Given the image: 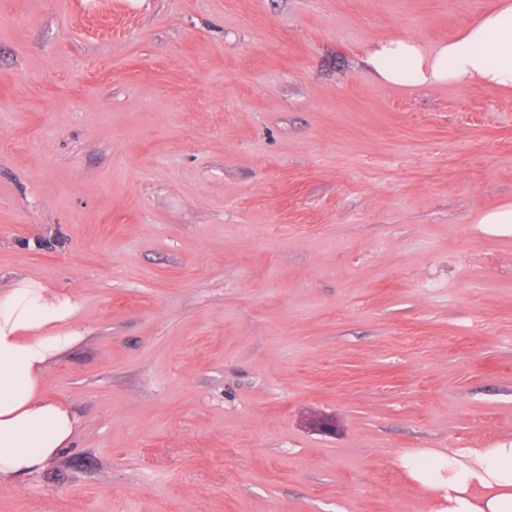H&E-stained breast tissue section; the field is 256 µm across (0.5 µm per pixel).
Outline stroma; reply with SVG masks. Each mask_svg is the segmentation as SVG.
Returning a JSON list of instances; mask_svg holds the SVG:
<instances>
[{
  "label": "stroma",
  "instance_id": "stroma-1",
  "mask_svg": "<svg viewBox=\"0 0 512 512\" xmlns=\"http://www.w3.org/2000/svg\"><path fill=\"white\" fill-rule=\"evenodd\" d=\"M494 2L0 0V293L83 332L0 512H435L400 454L512 441V91L364 62Z\"/></svg>",
  "mask_w": 512,
  "mask_h": 512
}]
</instances>
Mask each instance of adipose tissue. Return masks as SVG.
<instances>
[{"label":"adipose tissue","mask_w":512,"mask_h":512,"mask_svg":"<svg viewBox=\"0 0 512 512\" xmlns=\"http://www.w3.org/2000/svg\"><path fill=\"white\" fill-rule=\"evenodd\" d=\"M364 59L381 82L397 87L479 85L512 90V0L455 37L425 47L407 37L367 44ZM79 306L33 280L0 293V486L44 469L74 442L80 418L46 398V365L81 339ZM408 478L439 495V512H512V445L424 449L401 454Z\"/></svg>","instance_id":"ef3b65f1"}]
</instances>
